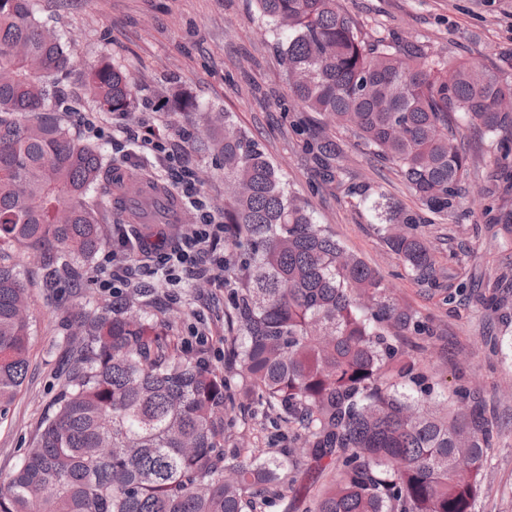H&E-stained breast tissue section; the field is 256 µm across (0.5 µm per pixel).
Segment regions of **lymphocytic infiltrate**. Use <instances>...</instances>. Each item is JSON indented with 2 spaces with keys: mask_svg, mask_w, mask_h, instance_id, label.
Returning a JSON list of instances; mask_svg holds the SVG:
<instances>
[{
  "mask_svg": "<svg viewBox=\"0 0 512 512\" xmlns=\"http://www.w3.org/2000/svg\"><path fill=\"white\" fill-rule=\"evenodd\" d=\"M84 131L91 137L110 140L120 154L126 146L135 145L141 157L152 160L166 174L171 188L196 215L195 223L186 225L174 242H167L165 233H158L157 244L151 249L146 248L137 234L123 235L118 241L120 250L142 254V266L119 264L113 255H104L93 284L113 297H122L142 267L164 275L175 284L186 275L218 283L216 271L224 266V218L201 194L194 171L177 141L151 129L143 133L130 128L110 130L90 117L84 121Z\"/></svg>",
  "mask_w": 512,
  "mask_h": 512,
  "instance_id": "1",
  "label": "lymphocytic infiltrate"
}]
</instances>
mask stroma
Masks as SVG:
<instances>
[{
    "instance_id": "1",
    "label": "stroma",
    "mask_w": 512,
    "mask_h": 512,
    "mask_svg": "<svg viewBox=\"0 0 512 512\" xmlns=\"http://www.w3.org/2000/svg\"><path fill=\"white\" fill-rule=\"evenodd\" d=\"M41 21L72 56V70L57 88L66 110L59 117L76 135L81 115L104 126L157 125L189 154L201 189L215 211L224 209V170L203 143L195 109L234 113L253 134L283 179L306 203L316 223L375 267L395 294L432 321L436 338L422 340L414 356L440 387L467 386L493 415V449L481 477L474 512H512V247L494 219L512 207V181H488L505 139L465 130L472 156L469 191L459 210L419 228L436 253V281L403 274L384 244L372 212L336 184L324 183L312 140L339 144L345 180L378 192L409 209L414 193L393 165L376 160L353 134L318 119L303 126L293 109L284 68L256 0H34ZM358 21L367 39L394 33L403 42L448 60L476 59L512 80V0H336ZM103 63L125 71L135 98L129 112L100 111L87 94L83 74ZM19 272L29 294L32 341L27 381L15 401L0 412V479H7L30 447L66 378L63 352L78 308L108 307L109 294L61 277L43 285L39 264L24 249L0 248ZM129 312L154 315L183 347L197 350L198 333L209 341V357L224 364V291L183 281L172 289L157 276L128 289ZM261 418H234L229 433L237 445L276 455L287 438L272 439Z\"/></svg>"
}]
</instances>
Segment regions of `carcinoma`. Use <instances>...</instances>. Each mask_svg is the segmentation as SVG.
Returning a JSON list of instances; mask_svg holds the SVG:
<instances>
[{
    "label": "carcinoma",
    "mask_w": 512,
    "mask_h": 512,
    "mask_svg": "<svg viewBox=\"0 0 512 512\" xmlns=\"http://www.w3.org/2000/svg\"><path fill=\"white\" fill-rule=\"evenodd\" d=\"M270 23L293 103L350 131L392 163L420 214L356 192L407 275L435 279L422 224L455 213L469 192L458 117L482 134L512 128V82L477 61L450 62L386 37L365 40L336 0H256ZM70 53L31 0H0V244L33 252L52 286L60 260L78 270L110 244L104 213L141 197L99 147L49 107ZM112 114L133 86L109 64L85 77ZM224 361L187 352L147 315L80 309L71 371L12 476L0 512H262L311 479L305 512H473L491 450L485 409L465 386L436 394L402 336L433 323L314 222L260 143L224 113ZM325 180H342L328 141L312 144ZM27 288L0 263V406L29 370ZM288 426L281 456L224 448L231 415Z\"/></svg>",
    "instance_id": "cac0c4a2"
}]
</instances>
